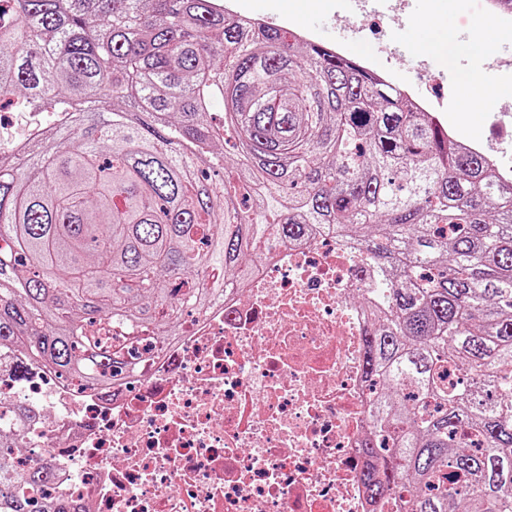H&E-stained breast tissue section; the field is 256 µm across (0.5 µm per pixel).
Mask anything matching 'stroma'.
Here are the masks:
<instances>
[{
	"label": "stroma",
	"mask_w": 512,
	"mask_h": 512,
	"mask_svg": "<svg viewBox=\"0 0 512 512\" xmlns=\"http://www.w3.org/2000/svg\"><path fill=\"white\" fill-rule=\"evenodd\" d=\"M235 0L240 13L260 16L268 23L289 29L309 28L315 42L343 45L347 56L369 62L372 69L391 67L394 81L413 86L428 95L442 118L451 120L461 141H490L512 153V64H497L498 51L512 48V30L497 25L485 9L484 0ZM440 16L454 31L457 51L452 61L414 51L410 39L424 38L423 20ZM490 41L494 50L486 55L470 51L476 38ZM397 54L386 58L385 48ZM492 73L496 92L473 112L460 109L461 84L468 77Z\"/></svg>",
	"instance_id": "1"
}]
</instances>
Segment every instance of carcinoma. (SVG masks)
<instances>
[{
  "label": "carcinoma",
  "mask_w": 512,
  "mask_h": 512,
  "mask_svg": "<svg viewBox=\"0 0 512 512\" xmlns=\"http://www.w3.org/2000/svg\"><path fill=\"white\" fill-rule=\"evenodd\" d=\"M2 2L0 100L64 120L0 150V348L108 390L136 373L113 328L175 341L186 312L249 286L271 234L331 224L375 260L370 499L512 512V185L485 156L220 0ZM19 453L0 441V512H72L35 496L54 470Z\"/></svg>",
  "instance_id": "1"
}]
</instances>
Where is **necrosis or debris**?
Returning <instances> with one entry per match:
<instances>
[{"label":"necrosis or debris","mask_w":512,"mask_h":512,"mask_svg":"<svg viewBox=\"0 0 512 512\" xmlns=\"http://www.w3.org/2000/svg\"><path fill=\"white\" fill-rule=\"evenodd\" d=\"M247 292L187 316L178 343H131L140 369L103 392L35 364L0 401L47 413L23 431L50 458V496L79 512H370L360 479L368 419L369 263L331 228L273 243Z\"/></svg>","instance_id":"necrosis-or-debris-1"}]
</instances>
